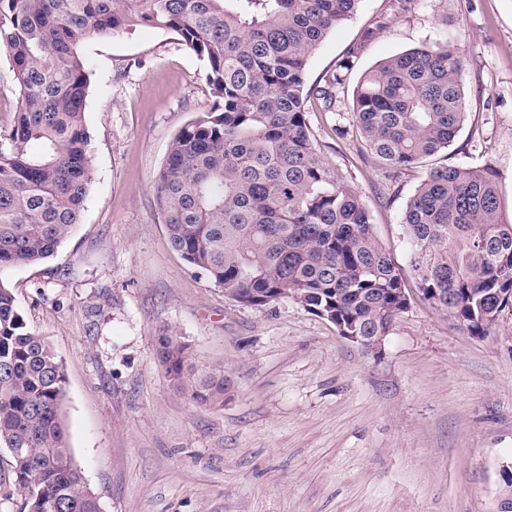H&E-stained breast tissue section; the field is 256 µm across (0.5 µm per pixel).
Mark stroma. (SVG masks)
<instances>
[{
	"label": "stroma",
	"instance_id": "1",
	"mask_svg": "<svg viewBox=\"0 0 512 512\" xmlns=\"http://www.w3.org/2000/svg\"><path fill=\"white\" fill-rule=\"evenodd\" d=\"M388 7L360 0L311 57L309 82ZM446 42L465 61V122L380 203L381 170L332 125H350L354 85L380 60ZM79 51L90 70L85 209L53 257L5 277L62 360L67 443L101 512H497L512 464V309L478 337L424 301L402 215L427 167L490 164L512 221V0H421L366 48L339 114L309 115L321 156L363 194L407 279L409 306L378 357L293 300L234 302L171 247L154 179L174 135L213 105L204 61L150 27ZM163 327L198 365L223 369V404L174 391L156 353Z\"/></svg>",
	"mask_w": 512,
	"mask_h": 512
}]
</instances>
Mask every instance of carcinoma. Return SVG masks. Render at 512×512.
<instances>
[{"label": "carcinoma", "instance_id": "carcinoma-1", "mask_svg": "<svg viewBox=\"0 0 512 512\" xmlns=\"http://www.w3.org/2000/svg\"><path fill=\"white\" fill-rule=\"evenodd\" d=\"M359 0H0V49L18 88L0 130V447L17 452L4 484L24 512H100L73 464L61 420L58 354L31 332L7 269L55 254L80 223L92 180L79 45L138 25L177 34L206 63L210 111L172 139L155 207L172 248L235 301L291 298L339 330L387 336L408 308L404 279L378 240L362 194L317 151L308 113L335 111L365 44L421 0H390L323 81L312 54ZM464 61L438 44L381 60L353 91L361 152L385 183L447 149L465 120ZM491 165L430 169L402 224L422 298L472 336L512 309V222ZM157 352L174 389L224 403V371L201 368L168 329Z\"/></svg>", "mask_w": 512, "mask_h": 512}]
</instances>
